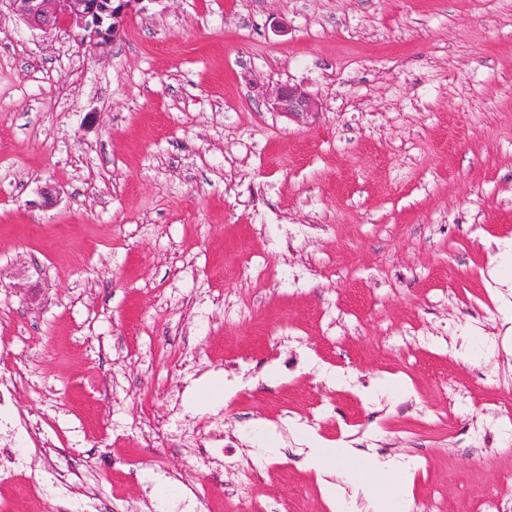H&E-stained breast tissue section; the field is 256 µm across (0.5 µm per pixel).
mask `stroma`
Segmentation results:
<instances>
[{
  "label": "stroma",
  "instance_id": "1",
  "mask_svg": "<svg viewBox=\"0 0 512 512\" xmlns=\"http://www.w3.org/2000/svg\"><path fill=\"white\" fill-rule=\"evenodd\" d=\"M511 336L512 0L0 7V512H332L310 431L512 512ZM141 0H2L30 27L50 31L65 29L80 46L104 49L119 30L120 22ZM272 109L298 121L318 114V102L301 86L284 84L272 93Z\"/></svg>",
  "mask_w": 512,
  "mask_h": 512
}]
</instances>
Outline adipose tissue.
<instances>
[{
  "label": "adipose tissue",
  "instance_id": "obj_1",
  "mask_svg": "<svg viewBox=\"0 0 512 512\" xmlns=\"http://www.w3.org/2000/svg\"><path fill=\"white\" fill-rule=\"evenodd\" d=\"M309 466L320 476L323 492L334 512H351L347 492L365 495L372 512H408L409 470L374 461L357 448L336 447L313 441L307 456ZM344 470V483L334 480Z\"/></svg>",
  "mask_w": 512,
  "mask_h": 512
}]
</instances>
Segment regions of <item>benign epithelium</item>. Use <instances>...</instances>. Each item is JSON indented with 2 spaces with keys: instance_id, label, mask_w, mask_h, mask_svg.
<instances>
[{
  "instance_id": "1",
  "label": "benign epithelium",
  "mask_w": 512,
  "mask_h": 512,
  "mask_svg": "<svg viewBox=\"0 0 512 512\" xmlns=\"http://www.w3.org/2000/svg\"><path fill=\"white\" fill-rule=\"evenodd\" d=\"M31 27L64 29L81 46L104 49L119 30L128 10L140 0H3ZM272 109L298 121L319 112L318 102L297 85L284 84L272 93Z\"/></svg>"
}]
</instances>
